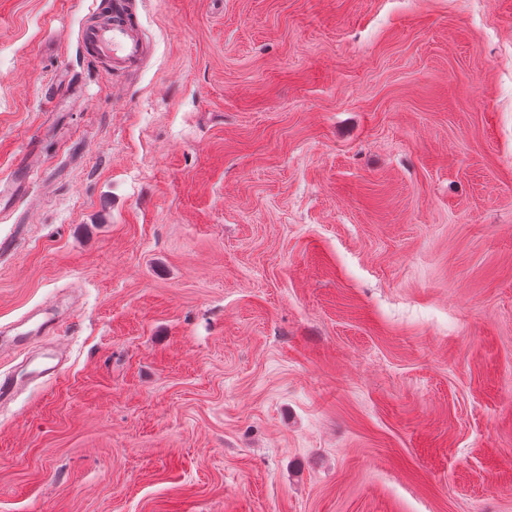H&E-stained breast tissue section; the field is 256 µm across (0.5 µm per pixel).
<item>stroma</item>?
Here are the masks:
<instances>
[{"label": "stroma", "instance_id": "35a3bbf8", "mask_svg": "<svg viewBox=\"0 0 512 512\" xmlns=\"http://www.w3.org/2000/svg\"><path fill=\"white\" fill-rule=\"evenodd\" d=\"M93 2L0 0V512H512V0ZM111 19L105 24L92 25L83 32V42L89 55L113 72L136 70L142 61L144 46L140 32L127 19L119 5L112 9ZM30 322H32V324L28 325ZM58 323L59 321L50 311H48V309H45L40 314L31 315L27 318L25 317L23 320L13 324V326L17 327L15 335L17 336V343H23L27 341L29 336L38 333H45L53 328H56ZM32 325L33 327H31Z\"/></svg>", "mask_w": 512, "mask_h": 512}]
</instances>
